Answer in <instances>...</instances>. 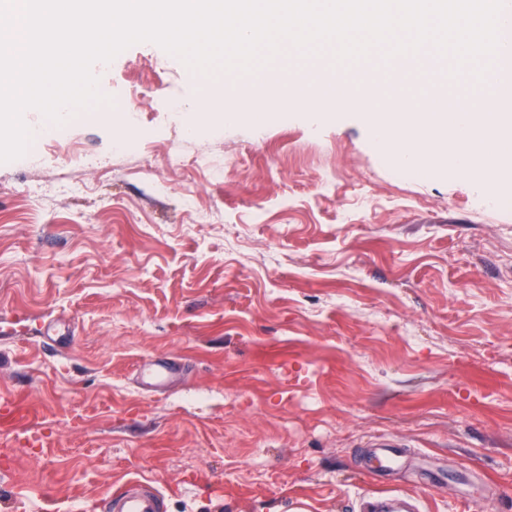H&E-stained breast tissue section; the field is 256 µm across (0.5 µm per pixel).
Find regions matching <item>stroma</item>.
<instances>
[{
	"mask_svg": "<svg viewBox=\"0 0 512 512\" xmlns=\"http://www.w3.org/2000/svg\"><path fill=\"white\" fill-rule=\"evenodd\" d=\"M92 71L111 102L27 110L46 150L0 163V512H101L133 478L163 512H512V210L436 162L396 182L362 118L462 78L351 68L370 96L315 118L288 74L192 125L223 72L152 42ZM381 436L407 452L378 472Z\"/></svg>",
	"mask_w": 512,
	"mask_h": 512,
	"instance_id": "1",
	"label": "stroma"
}]
</instances>
